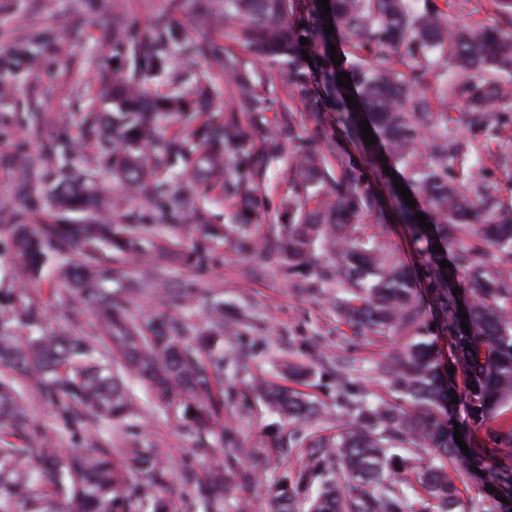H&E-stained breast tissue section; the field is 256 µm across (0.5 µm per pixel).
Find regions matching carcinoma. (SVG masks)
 <instances>
[{
  "mask_svg": "<svg viewBox=\"0 0 512 512\" xmlns=\"http://www.w3.org/2000/svg\"><path fill=\"white\" fill-rule=\"evenodd\" d=\"M331 15L313 4L314 21L304 27L285 23L289 0H223V9L213 13L212 0H195L197 12L213 19L224 36L245 48L256 61L278 59L288 81L287 100L300 95L304 119H317L325 101L305 93L312 73L320 70L337 85L336 73L321 64V56L303 59L301 38L326 45L339 37L353 52L369 56L352 64L351 95L358 102V115L349 116L350 132L361 134L358 122L366 120L387 150L392 163L401 166L405 181L440 219L432 229L419 227L415 215L405 220L412 236L426 245L429 260L417 273L402 264L383 225L371 235L362 233L352 218L373 207L372 199L358 192L354 168L341 178L328 181L327 190L314 209L300 194L288 200L286 211L294 224H283L275 250L295 275H313L311 287L336 304V317L371 335L398 328L410 331L400 356L386 359L378 369L389 385L407 397L412 409L386 401L369 403L357 393L343 365L333 379L336 397L347 419L329 436L309 430L306 424L327 421L328 414L299 393L277 384L262 390L263 400L297 424L289 435V447L305 449L302 469L294 479L283 477L277 487V512H296L295 503L312 484L319 491L307 512H425L411 499L403 484L387 481L388 473L410 470L437 504V512H454L461 490L455 475L443 465L415 466L399 449L422 448L439 460H458L463 452L454 439L453 421L444 413L450 397L452 375L438 359L424 334L425 311L416 298L417 288L438 294L448 329L456 334L459 360L468 373L467 419L461 429L473 425L485 430V448L498 461L486 467L481 455L469 461L468 475L480 484L472 512H505L500 497L512 488V420L503 409L512 408V292L502 285L512 280V207L501 204L496 191L473 183L461 190L448 180V165L483 147L462 142L455 129L442 122H429L431 102L427 75L434 71L430 53L446 52L461 75L450 80L440 76L437 94L460 99L459 109L471 123L495 134L503 124L496 104L503 97L498 75L512 70V31L474 23L453 27L448 13L434 6L419 10L411 0H329ZM333 24L334 33L324 28ZM44 37H20L12 54L0 67L12 70L41 60ZM405 46L403 68L394 65L386 48ZM112 50L124 51L126 70L113 71L104 123L112 126L111 164L118 167L128 187L154 201L167 213L181 206L199 224L204 215L193 203L214 182L234 185L242 219H247L259 192L264 189L262 172L276 156L283 140L293 144V175L307 181H327L328 157L298 136L293 126L256 143L247 126L230 116L224 123L202 124L185 141H165L159 135V117L164 112H182L187 101L181 95L153 97L143 77L160 68L174 50L203 55L207 44L189 37L175 20H161L151 37H139L120 22L112 28ZM224 74L236 89L243 109L261 104L257 86L237 56H224ZM192 93L200 103L210 99V77L198 71ZM194 158L188 177L170 190L155 180L156 171L171 161ZM21 188L38 177L34 165L23 161L17 168ZM56 203L63 210H91L84 224H45L36 231L27 224H9L17 266L21 274L37 272L46 249L66 250L80 246L91 257L107 244L120 252L134 251L136 240L126 229L112 223L107 203L82 183L62 182ZM439 243L443 252L433 251ZM336 256L332 265H316L317 252ZM449 260L451 267L440 262ZM63 277L81 297L102 312L105 348H119L121 360L112 365L103 349L81 336L42 332L20 341L11 326H34L39 314L18 299L0 316V364L18 376L39 374L40 393L62 399L70 423L78 427L84 418L117 419L135 415L124 378L134 375L162 403L186 395L196 402L190 407L200 430L208 428L216 408L214 379L222 359L208 349V340L189 336L184 325L160 321L141 327L129 314L125 302L105 296L97 271L74 266ZM459 283L461 293L448 290ZM462 304H457V301ZM469 315V333H464L458 309ZM30 396L0 380V420L26 434L27 444L0 446V498L17 504L46 502L42 512H59L55 499L70 498L73 512H135L130 500L118 495L120 471L112 449L92 455L72 454L59 463V449L45 447V437L28 432ZM129 453L138 462L140 499L152 504L153 512H169L159 489L169 471L155 448L130 443ZM194 488L206 512H224V495L234 490L231 480L219 471L198 473ZM494 491H489L488 486Z\"/></svg>",
  "mask_w": 512,
  "mask_h": 512,
  "instance_id": "carcinoma-1",
  "label": "carcinoma"
}]
</instances>
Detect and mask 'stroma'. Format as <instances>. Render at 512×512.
Listing matches in <instances>:
<instances>
[{
	"instance_id": "obj_1",
	"label": "stroma",
	"mask_w": 512,
	"mask_h": 512,
	"mask_svg": "<svg viewBox=\"0 0 512 512\" xmlns=\"http://www.w3.org/2000/svg\"><path fill=\"white\" fill-rule=\"evenodd\" d=\"M446 6L457 23L494 22L506 26L492 0H433ZM171 11V0H0V60L11 55L17 37L49 30L56 40L46 47L40 65L33 70L13 72L0 69V83L9 84V96H0V309L23 295L38 310L41 326L98 340L101 319L93 305L77 298L60 280L64 265H79L89 257L78 248L48 252L38 274L30 280L17 277L13 247L6 225L22 222L34 229L55 222L51 192L63 179L90 184L113 203L114 223L126 227L137 240L139 254L129 255L102 249L97 263L110 267L112 276L102 283L113 298L126 301L132 317L142 326L159 319L178 321L191 334L212 337L214 352L223 353L229 363L217 378L214 389L223 403L212 419V430L198 432L188 411L189 402L179 397L159 403L146 384L126 379L125 387L138 407L128 421L88 419L81 428L72 427L61 406L52 399L35 395L34 380L17 378L16 383L31 392L30 426L46 434L61 450L95 452L111 448L121 473V489L134 497L140 471L128 455L130 441L160 445L166 454L169 479L159 494L169 512H203L190 485L189 471L219 467L225 472H248L249 481L238 483L224 512H235L237 501L249 503L251 512H271L272 487L284 475H296L302 467L289 458L284 469H272L269 459L274 446L286 443L290 427L270 410L256 392L265 381L276 382L303 392L306 397L332 413H339L333 386V366L345 360L350 377L369 402L397 401L379 361L396 356L404 345L403 331L380 336L355 334L338 323L329 300L313 292L298 290V277L289 276L288 267L273 249L279 225L270 221L284 211L289 197L304 193L310 205H317L323 184L302 183L288 172L289 152H282L265 173L267 196L257 205L249 229L257 245L242 252L233 229L237 208L223 187H216L196 201L206 216L194 223L188 215L160 219L154 205L144 196L127 192L109 163L110 143L100 133L97 122L107 86L102 73L115 70L111 50L104 44L112 33V20L139 32H152L159 19ZM178 20L197 40L212 46V53L185 61L179 54L169 56L164 71L147 74L144 85L150 94L172 95L187 92V85L173 83L168 74L186 68L210 74L212 103L204 112H181L163 116L165 138L180 140L189 124L209 121L223 123L228 114L262 141L288 122V110L279 96L284 74L276 61L255 64L238 44L189 7H182ZM232 53L251 70L263 99L261 106L240 110L235 89L224 75L223 59ZM309 90L327 97L319 125L299 127L298 135L318 140L320 149L333 164L332 176H339L341 164L358 169L360 189L370 195L376 207L361 213L357 221L365 234L376 225H385L398 257L413 268L426 260L425 245L415 240L406 227L402 198L383 167L370 164L364 145L353 139L342 120L344 109L330 100V91L321 75H314ZM505 126L498 137L458 119L452 100L433 99L432 110L455 118L463 141L484 143L481 161L451 166L452 176L461 185L479 178L493 186L503 204L512 205V98L499 105ZM65 134L71 141L70 157L47 154V141ZM29 156L38 168L39 179L32 190H22L16 180L19 154ZM182 288L189 299L169 301L163 292ZM417 297L433 324V344L441 361H454L455 335L449 331L436 294L419 289Z\"/></svg>"
}]
</instances>
